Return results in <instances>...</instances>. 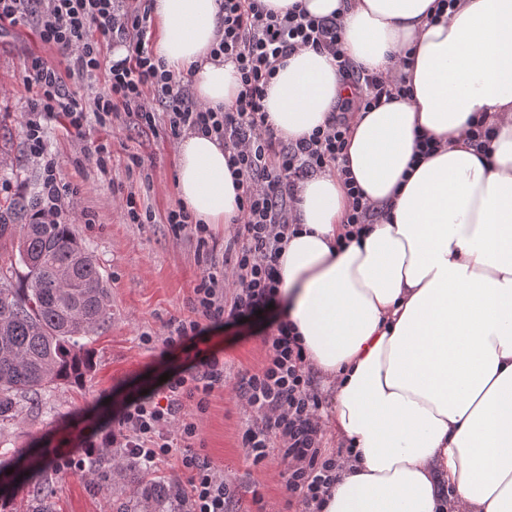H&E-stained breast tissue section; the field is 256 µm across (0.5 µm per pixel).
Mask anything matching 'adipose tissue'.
<instances>
[{"label": "adipose tissue", "mask_w": 512, "mask_h": 512, "mask_svg": "<svg viewBox=\"0 0 512 512\" xmlns=\"http://www.w3.org/2000/svg\"><path fill=\"white\" fill-rule=\"evenodd\" d=\"M337 16L348 57L386 70L410 52L409 97L349 120L345 157L379 211L348 238L349 199L325 172L299 192V229L279 259L281 316L336 384L334 421L350 448L321 512H512V0H263ZM219 0H152V50L193 72L196 97L232 104L234 63L211 60ZM350 90L330 56L277 66L265 107L293 141ZM483 120L486 149L468 134ZM437 150L414 161L416 137ZM176 191L201 223H228L238 190L224 149L189 134ZM455 490L439 496L435 483Z\"/></svg>", "instance_id": "obj_1"}]
</instances>
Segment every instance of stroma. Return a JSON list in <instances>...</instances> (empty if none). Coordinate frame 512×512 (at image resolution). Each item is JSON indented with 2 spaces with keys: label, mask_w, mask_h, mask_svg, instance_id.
Listing matches in <instances>:
<instances>
[{
  "label": "stroma",
  "mask_w": 512,
  "mask_h": 512,
  "mask_svg": "<svg viewBox=\"0 0 512 512\" xmlns=\"http://www.w3.org/2000/svg\"><path fill=\"white\" fill-rule=\"evenodd\" d=\"M37 51L51 60L57 57L55 51L41 48L31 28L0 32V149L7 153L0 165L1 201L41 186L40 173L29 163L25 147L24 119L35 93L22 81L25 61ZM46 136L62 178L77 191L65 220L92 251L110 284L112 320L90 339L94 368L84 386L52 387L45 394V408L0 431V448L24 449L26 457L45 464L54 483V512H112L114 499L141 494L121 451L113 453L121 472L111 476L102 490L90 478L56 470L55 458L82 448L99 428L111 425L130 400L159 389L160 375L189 364V349L219 352L229 372L255 371L267 356L272 316L207 325L187 347L166 344L174 323L190 317L203 264L222 258L230 228L212 227L207 245L200 247L195 240L174 235L166 224V213L177 207L179 199L177 143L165 126L145 134L120 119L106 127L92 122L79 140L54 123ZM99 143L111 146L104 170L93 152ZM134 154L140 156V166L132 165ZM130 193L141 209L151 212L153 223H127L120 202ZM246 419L228 387L212 397L200 422L202 455L238 487L230 512H303L298 499L288 494L279 460L271 458L255 466L245 459L241 434ZM256 491L261 500L253 499Z\"/></svg>",
  "instance_id": "35a3bbf8"
}]
</instances>
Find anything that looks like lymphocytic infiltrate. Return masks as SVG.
Segmentation results:
<instances>
[{
    "mask_svg": "<svg viewBox=\"0 0 512 512\" xmlns=\"http://www.w3.org/2000/svg\"><path fill=\"white\" fill-rule=\"evenodd\" d=\"M149 26L150 9L142 0H0L1 31L32 28L37 41L61 57L55 64L30 54L23 75L36 95L25 129L28 158L41 173L44 218L63 223L64 205L74 193L63 182L58 162L48 156V120L63 123L80 139L89 122L104 126L120 117L152 130L160 118L155 104L161 101L168 106L161 118L172 137L193 132L214 138L239 176L242 194L231 219L234 234L223 261L211 262L203 271L191 302L194 316L180 321L167 336L172 345L200 335L205 323L252 319L257 311L279 303V257L297 222L298 188L309 178L328 170L343 177L351 200L346 219L351 234L376 221L375 208L345 164L347 114L372 109L385 97L406 95L399 70L408 56L399 52L386 71L367 73L347 57L339 18L315 17L299 7L281 14L262 0H220L218 35L210 55L235 63L241 89L233 104L214 108L192 96L190 72L173 74L155 58L146 41ZM108 48L121 51V58L105 56ZM303 49L332 56L357 97L307 137L287 142L268 120L267 86L278 62ZM100 71L107 77L102 92L87 97L67 89V80L81 81ZM266 342L262 366L239 375L236 383L237 396L250 415L241 446L253 464L280 460L289 493L300 499L305 512H320L339 467L336 457L322 453V396L287 321L277 320ZM226 383L222 356L213 352L197 358L161 389L130 402L111 426L85 444L84 456L121 448L129 458L151 465L178 458L182 512H228L236 490L197 450V417ZM187 401L194 403V412H184Z\"/></svg>",
    "mask_w": 512,
    "mask_h": 512,
    "instance_id": "obj_1",
    "label": "lymphocytic infiltrate"
}]
</instances>
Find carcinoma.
<instances>
[{
	"mask_svg": "<svg viewBox=\"0 0 512 512\" xmlns=\"http://www.w3.org/2000/svg\"><path fill=\"white\" fill-rule=\"evenodd\" d=\"M40 192L0 201V245L12 251L0 264V425H15L42 407L57 382L81 387L93 362L84 338L110 321V289L72 225L38 216ZM98 476L112 473V456L82 458ZM49 482H32V512H53ZM156 512H177L170 487L146 485Z\"/></svg>",
	"mask_w": 512,
	"mask_h": 512,
	"instance_id": "carcinoma-1",
	"label": "carcinoma"
}]
</instances>
